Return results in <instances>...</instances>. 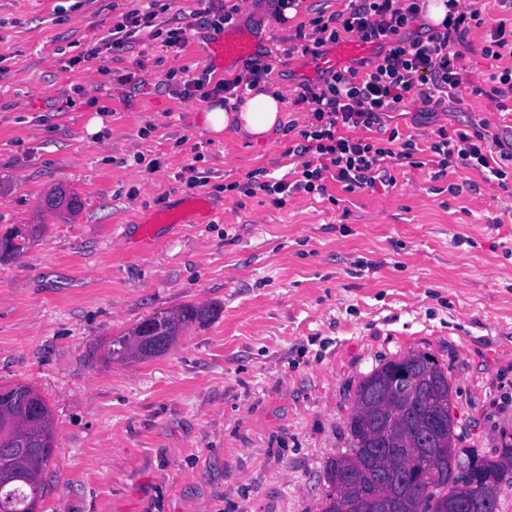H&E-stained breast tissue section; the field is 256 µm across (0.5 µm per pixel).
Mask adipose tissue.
Segmentation results:
<instances>
[{
    "label": "adipose tissue",
    "mask_w": 512,
    "mask_h": 512,
    "mask_svg": "<svg viewBox=\"0 0 512 512\" xmlns=\"http://www.w3.org/2000/svg\"><path fill=\"white\" fill-rule=\"evenodd\" d=\"M285 102L269 91L250 93L236 107H214L204 114L206 130L220 134L226 131L246 135L255 141L273 140L281 134Z\"/></svg>",
    "instance_id": "ef3b65f1"
}]
</instances>
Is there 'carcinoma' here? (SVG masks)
Here are the masks:
<instances>
[{
    "instance_id": "carcinoma-1",
    "label": "carcinoma",
    "mask_w": 512,
    "mask_h": 512,
    "mask_svg": "<svg viewBox=\"0 0 512 512\" xmlns=\"http://www.w3.org/2000/svg\"><path fill=\"white\" fill-rule=\"evenodd\" d=\"M47 210L74 213L79 208L77 197L65 199V191L56 190L45 199ZM25 228L15 226L0 236V258L13 256L24 248ZM218 309L210 304H187L176 311L156 312L124 334L112 338L109 355L113 362L138 359L139 338L152 336L160 344L177 342L190 324L210 322ZM415 354L389 360L373 369L359 383L354 405L347 422L351 438L349 451L327 461L326 481L341 477L338 495L327 491L324 512H336V500L352 504L355 512H444L448 496L454 490L448 459L458 458L454 432L447 424L451 415V385L448 373L426 353L420 354L425 364L414 370L402 389L393 387V376L399 366ZM45 419L28 424L22 415L27 411L18 400L9 405L0 400V416L14 419L16 444L31 450L29 454L0 451V471L7 482H0V512H32L33 502L47 491L44 471L53 452L39 455L44 435L54 437L53 417L47 403H42ZM430 421L441 423L442 442L439 453L430 457L426 468L409 471L421 462L424 449L417 434ZM493 483L483 484L487 495L499 496L502 486L512 484V445L496 456L480 461Z\"/></svg>"
}]
</instances>
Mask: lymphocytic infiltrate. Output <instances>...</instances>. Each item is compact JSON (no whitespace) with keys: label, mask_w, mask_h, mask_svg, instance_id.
Returning <instances> with one entry per match:
<instances>
[{"label":"lymphocytic infiltrate","mask_w":512,"mask_h":512,"mask_svg":"<svg viewBox=\"0 0 512 512\" xmlns=\"http://www.w3.org/2000/svg\"><path fill=\"white\" fill-rule=\"evenodd\" d=\"M445 4V18L425 36L409 34L423 11L421 0H350L347 13L313 19L311 32L303 36L304 53L322 54L324 47L352 33L374 44L377 53L370 71L332 69L317 87L299 93V100L313 104L311 120L300 132L301 143L289 150L302 164L291 168L288 177L258 185L273 205L282 206L285 195L297 192L324 195L328 178L350 193L395 185L393 171L410 163L416 143L400 140L395 129L387 138L376 140L351 137L347 131L382 129L386 114L411 98L439 106L458 96L463 82L462 60L469 49L467 35L484 20L479 10L462 9L459 0H445ZM156 25V13L133 10L113 24L103 44L111 50L123 49L137 33ZM483 54L497 62L487 78L488 97L511 99L512 67L502 63L504 56H512V30L506 21H498L491 29ZM264 75V69L257 67L244 77L214 81L205 71L187 81L181 94L189 98L208 87L213 94L238 99L255 89ZM429 150L436 165L434 178L443 177L452 168L477 169L499 189L512 187V150L497 152L495 143L479 131L439 132Z\"/></svg>","instance_id":"1"}]
</instances>
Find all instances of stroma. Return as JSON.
Returning <instances> with one entry per match:
<instances>
[{
	"instance_id": "35a3bbf8",
	"label": "stroma",
	"mask_w": 512,
	"mask_h": 512,
	"mask_svg": "<svg viewBox=\"0 0 512 512\" xmlns=\"http://www.w3.org/2000/svg\"><path fill=\"white\" fill-rule=\"evenodd\" d=\"M271 2L0 0V234L43 227L0 259V385L33 386L53 414L39 512H319L357 384L417 352L448 373L465 457L512 444V195L474 169L433 180L429 163L438 129L462 121L512 140V99L478 92L485 26L468 35L461 102L411 101L388 119L418 146L395 187L330 180L326 198L278 207L242 188L288 171L311 108L297 95L322 76L296 34L348 0H297L284 22ZM218 7L250 55L206 64L219 34L198 26L178 50L144 32L90 53L131 10L166 21ZM255 62L286 102L281 136L207 131L199 100L179 94L186 78ZM190 165L205 186L186 187ZM57 187L76 213L45 212ZM194 197L205 220L141 242V224ZM191 303L220 312L163 356L105 362L112 337Z\"/></svg>"
}]
</instances>
